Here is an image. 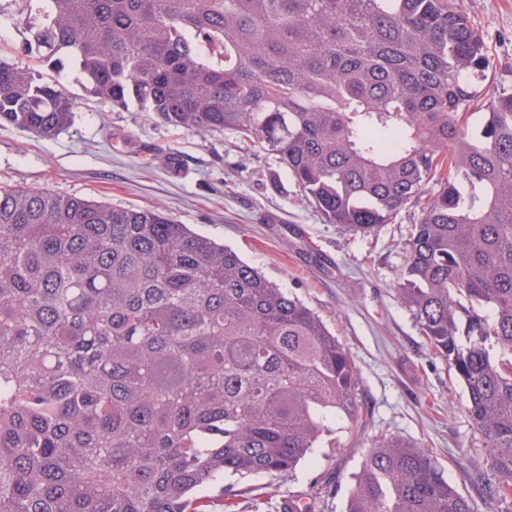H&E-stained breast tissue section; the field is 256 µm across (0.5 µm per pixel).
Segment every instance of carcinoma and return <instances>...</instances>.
I'll return each instance as SVG.
<instances>
[{"mask_svg":"<svg viewBox=\"0 0 512 512\" xmlns=\"http://www.w3.org/2000/svg\"><path fill=\"white\" fill-rule=\"evenodd\" d=\"M43 2L19 12L28 49L101 102L268 148L332 224L371 234L415 201L394 290L508 501L512 92L479 105L468 18L451 0ZM74 107L0 58V123L52 138ZM358 387L319 314L167 210L0 188V512H206L224 474H290L358 427ZM353 479L346 512H471L397 438L370 439Z\"/></svg>","mask_w":512,"mask_h":512,"instance_id":"obj_1","label":"carcinoma"}]
</instances>
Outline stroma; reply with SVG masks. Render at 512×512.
<instances>
[{
  "mask_svg": "<svg viewBox=\"0 0 512 512\" xmlns=\"http://www.w3.org/2000/svg\"><path fill=\"white\" fill-rule=\"evenodd\" d=\"M457 2L489 56L482 92L512 91V0ZM26 38L12 0H0V55L34 65ZM41 74L74 98L73 122L51 139L0 124V186L46 188L116 208L165 207L316 311L358 370L364 431L337 430L334 446L317 449L316 464L291 476H225L223 489L205 493L214 512H286L293 497L309 512H344L365 442L380 435L429 452L473 512H512L497 496L462 384L396 299L404 245L420 219L414 203L373 234L350 231L321 216L274 152L231 131L200 136L137 105L102 103L73 65Z\"/></svg>",
  "mask_w": 512,
  "mask_h": 512,
  "instance_id": "1",
  "label": "stroma"
}]
</instances>
